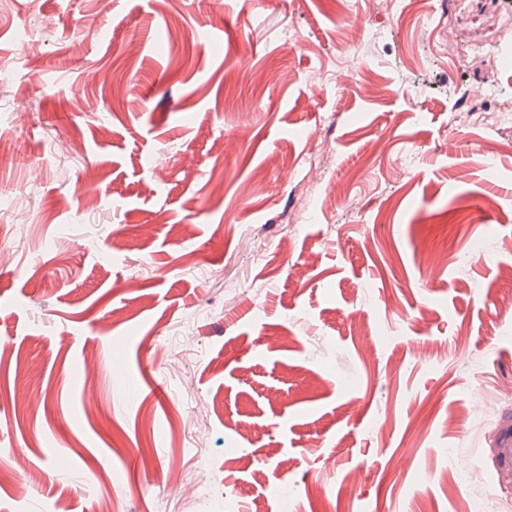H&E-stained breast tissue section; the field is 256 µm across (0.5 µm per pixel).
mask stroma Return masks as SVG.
<instances>
[{"mask_svg":"<svg viewBox=\"0 0 512 512\" xmlns=\"http://www.w3.org/2000/svg\"><path fill=\"white\" fill-rule=\"evenodd\" d=\"M499 52L512 0H0V512H512ZM465 454V448H455L450 452L453 469L457 472L461 483L470 487L478 486L481 483V478L479 474L466 462ZM462 461H465L464 465H462Z\"/></svg>","mask_w":512,"mask_h":512,"instance_id":"obj_1","label":"stroma"}]
</instances>
